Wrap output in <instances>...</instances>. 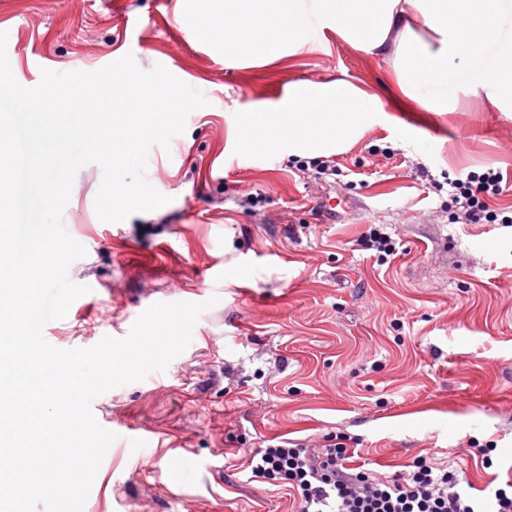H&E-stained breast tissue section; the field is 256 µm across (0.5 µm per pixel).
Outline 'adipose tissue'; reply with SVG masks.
Returning a JSON list of instances; mask_svg holds the SVG:
<instances>
[{
	"mask_svg": "<svg viewBox=\"0 0 512 512\" xmlns=\"http://www.w3.org/2000/svg\"><path fill=\"white\" fill-rule=\"evenodd\" d=\"M207 32L227 58L273 61L331 40L390 62L391 80L422 112L455 109L448 89L512 106V0H210ZM376 92L351 79L295 80L274 107L236 115L249 149L287 145L309 156L340 153L385 121Z\"/></svg>",
	"mask_w": 512,
	"mask_h": 512,
	"instance_id": "1",
	"label": "adipose tissue"
}]
</instances>
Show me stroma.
<instances>
[{
	"mask_svg": "<svg viewBox=\"0 0 512 512\" xmlns=\"http://www.w3.org/2000/svg\"><path fill=\"white\" fill-rule=\"evenodd\" d=\"M200 15L181 0H0L23 87L45 68L92 72L130 53L208 101L149 150L145 176L169 204L100 220L102 170L90 164L63 210L86 249L68 277L89 291L45 324L56 348L126 337L157 302L211 304L165 371L93 401L120 436L83 512H298L245 464L281 436L345 437L356 463L386 474L423 456L477 490L512 481V224L455 223L448 206L450 178L493 168L506 184L494 205L512 208V108L396 106L387 63L343 43L294 61L228 60L198 32ZM342 73L379 94L389 121L335 155V175L241 145L246 103L270 107L289 82ZM373 224L397 242L383 263L361 243Z\"/></svg>",
	"mask_w": 512,
	"mask_h": 512,
	"instance_id": "35a3bbf8",
	"label": "stroma"
}]
</instances>
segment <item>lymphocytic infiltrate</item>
Here are the masks:
<instances>
[{"instance_id": "f902f5d3", "label": "lymphocytic infiltrate", "mask_w": 512, "mask_h": 512, "mask_svg": "<svg viewBox=\"0 0 512 512\" xmlns=\"http://www.w3.org/2000/svg\"><path fill=\"white\" fill-rule=\"evenodd\" d=\"M503 177L494 169L449 180L448 197L462 208L472 224L496 221L512 224L490 202L503 192ZM351 453L341 443L320 451L288 439H273L250 450L247 464L253 478L294 491L300 512H512V481L490 489L480 504L460 487L457 470L425 457L413 460L409 470L388 476L351 466Z\"/></svg>"}]
</instances>
